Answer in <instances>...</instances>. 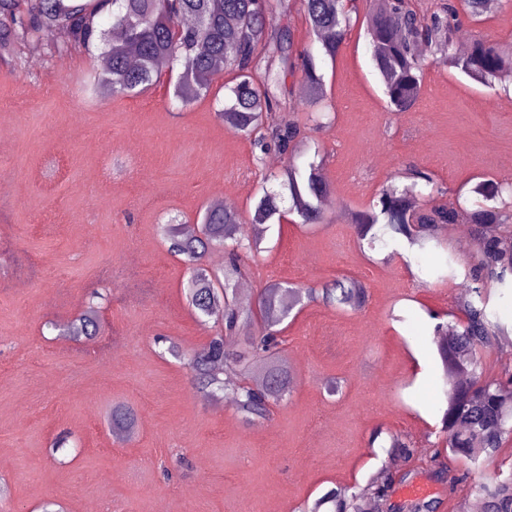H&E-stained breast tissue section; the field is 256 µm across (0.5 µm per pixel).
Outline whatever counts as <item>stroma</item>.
Wrapping results in <instances>:
<instances>
[{
    "mask_svg": "<svg viewBox=\"0 0 512 512\" xmlns=\"http://www.w3.org/2000/svg\"><path fill=\"white\" fill-rule=\"evenodd\" d=\"M461 29L512 44V9ZM53 41L44 33L41 48L0 64V512H38L49 500L63 512H299L385 461L428 484L437 512L475 502L465 483L449 495L431 461L445 403L433 327L458 325L471 251L452 224L438 249L399 238L362 245L347 216L415 169L467 207L477 182H512L503 164L512 158V82L484 86L430 52L420 97L397 113L363 26L349 29L335 60L321 61L330 122L306 126L298 154L323 156L336 204L322 224L292 214L270 225L244 281L255 296L274 283L320 288L352 277L367 300L357 311L294 307L278 326L292 390L250 424L202 397L167 351L199 349L222 326L188 307L186 267L160 226L197 224L213 196L231 191L251 227L261 182L281 174L286 157L217 118L224 79L187 107L163 84L87 98L76 86L92 58L51 52ZM96 291L101 332L73 341L65 330ZM120 403L138 414L122 438L108 427ZM63 433L67 448L53 451ZM392 434L410 443V458H388Z\"/></svg>",
    "mask_w": 512,
    "mask_h": 512,
    "instance_id": "35a3bbf8",
    "label": "stroma"
}]
</instances>
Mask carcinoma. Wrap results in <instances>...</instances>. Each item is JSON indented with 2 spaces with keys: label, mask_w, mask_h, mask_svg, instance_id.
<instances>
[{
  "label": "carcinoma",
  "mask_w": 512,
  "mask_h": 512,
  "mask_svg": "<svg viewBox=\"0 0 512 512\" xmlns=\"http://www.w3.org/2000/svg\"><path fill=\"white\" fill-rule=\"evenodd\" d=\"M296 4L324 55L331 58L343 44L353 17L364 16L372 63L393 112L410 110L420 95L423 49L448 47L461 18L476 22L486 13V0H436L428 15L407 0H369L363 12L361 0H0V57L17 46L38 47L41 34L51 31L56 36L53 50L95 49L108 60L105 72L91 85L96 95L133 96L165 82L174 87L175 98L184 106L207 94L222 72L232 73L218 117L244 135L269 121L258 140L260 147L272 145L288 156L281 182L288 195L262 189L252 221L267 224L295 213L304 224H320L319 203L331 188L322 176L321 163H296L302 126L291 115L287 79L300 76L318 100L324 97V80L311 51L296 43L290 29L281 24ZM132 53L139 59L135 66L129 64ZM442 60L489 86L500 70L512 65V50L478 38L467 54L448 52ZM177 64L182 71L176 74ZM273 110L281 116H268ZM414 189L412 185L382 190L368 209L351 213L350 223L360 240L373 243L390 232L421 248L439 242L447 224H468L474 233L477 247L468 263L473 287L459 300V329L451 335L441 323L434 329V335L444 337L438 341L444 370L458 373L445 381L441 428L445 448L433 457L437 463L445 456L464 461L463 473L453 477L454 488L512 441V371L498 377L485 364L494 340L504 334L487 308L491 289H512V204L503 199L505 193L512 195V185L478 183L474 192L484 204L472 210L453 203H422ZM240 223L237 212L210 206L198 233L185 235L172 229L167 240L169 251L181 258L189 274L184 293L191 308L200 317L222 309L224 333L188 355L194 384L204 397L233 405L246 422L254 423L266 419L292 388L288 366L277 351L274 327L304 295L356 310L364 306L367 291L361 282L342 277L320 291L271 284L254 302L243 301L236 285L245 273L242 253L258 241L243 235ZM217 249L224 250L222 269L205 264L207 254ZM98 298L99 294H92L87 309L74 320V340L99 334ZM248 323L259 324L260 331L242 343L232 340L236 330ZM236 366L256 370L255 379L240 383L224 377V368ZM136 421L133 408L112 407V434H129ZM471 486L483 501L484 512H512V474L480 479ZM392 488V473L385 464L352 492L329 489L309 512L326 508L364 512L366 501H384Z\"/></svg>",
  "instance_id": "obj_1"
}]
</instances>
